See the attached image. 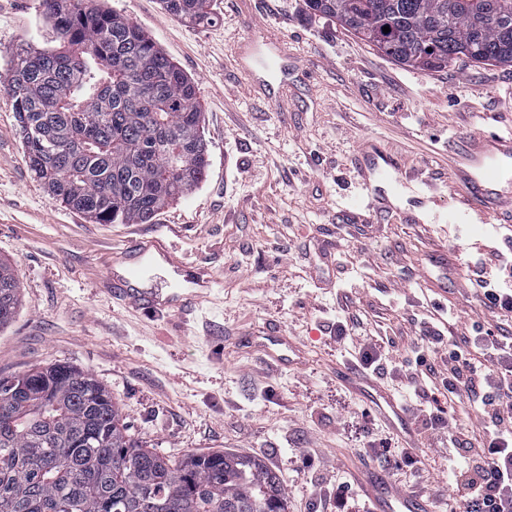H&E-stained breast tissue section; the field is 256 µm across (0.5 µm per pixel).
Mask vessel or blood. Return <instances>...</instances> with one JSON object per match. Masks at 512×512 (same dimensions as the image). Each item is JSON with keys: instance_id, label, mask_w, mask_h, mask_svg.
<instances>
[{"instance_id": "1", "label": "vessel or blood", "mask_w": 512, "mask_h": 512, "mask_svg": "<svg viewBox=\"0 0 512 512\" xmlns=\"http://www.w3.org/2000/svg\"><path fill=\"white\" fill-rule=\"evenodd\" d=\"M512 159V129L479 130L463 137L461 159L453 171L451 184L462 190L459 213L466 221L488 222L504 207H512V177L502 174L500 162ZM384 174L391 181L405 184L406 179L394 159H386L384 167L362 170L356 191L350 201L355 207L378 208L383 198L373 187L371 175ZM122 258L108 271L102 287L113 297L141 310L179 313L210 301L215 280L210 273H195L190 285L179 279L187 264L178 256L169 237L162 232L131 240L121 249ZM161 262L171 273L174 284L163 290L151 287L148 271L152 262ZM257 350L279 365L291 366L292 344L287 337L270 336L257 343ZM345 385L355 394L369 396L381 419L400 437L413 443L416 432L405 404L370 375L352 364L339 370ZM366 498L367 512H433L430 502L406 493L390 483L364 480L360 483Z\"/></svg>"}]
</instances>
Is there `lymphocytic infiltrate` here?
Wrapping results in <instances>:
<instances>
[{"label": "lymphocytic infiltrate", "instance_id": "obj_1", "mask_svg": "<svg viewBox=\"0 0 512 512\" xmlns=\"http://www.w3.org/2000/svg\"><path fill=\"white\" fill-rule=\"evenodd\" d=\"M476 265L471 286L483 308L496 318L512 315V262L490 266L481 258ZM350 331L357 334L356 365L373 376L393 370L415 398L410 411L422 435L445 440L448 479L465 490L456 512H512V336L478 323L448 335L430 316L414 325L410 357L392 367L389 347L367 332L361 317L336 327L341 338ZM447 396L475 412L478 433L462 431L441 404Z\"/></svg>", "mask_w": 512, "mask_h": 512}]
</instances>
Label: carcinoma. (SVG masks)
<instances>
[{"label":"carcinoma","mask_w":512,"mask_h":512,"mask_svg":"<svg viewBox=\"0 0 512 512\" xmlns=\"http://www.w3.org/2000/svg\"><path fill=\"white\" fill-rule=\"evenodd\" d=\"M194 25L211 0H162ZM387 58L424 71L512 66V0H305ZM57 49L13 51L7 93L26 164L97 224H148L205 175L197 86L97 0H40ZM390 32H383L384 26ZM19 282L0 263V327ZM0 512H287L277 475L224 451L169 460L121 423L92 375L54 363L0 379Z\"/></svg>","instance_id":"obj_1"}]
</instances>
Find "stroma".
I'll return each mask as SVG.
<instances>
[{
  "label": "stroma",
  "instance_id": "obj_1",
  "mask_svg": "<svg viewBox=\"0 0 512 512\" xmlns=\"http://www.w3.org/2000/svg\"><path fill=\"white\" fill-rule=\"evenodd\" d=\"M102 5L195 82L207 172L148 224H95L53 202L27 167L4 81L17 46H47L54 34L40 0H0V263L20 285L17 313L0 328V377L73 366L160 455L255 457L278 475L288 512H322L314 481L350 470L365 437L401 447L372 402L338 378L354 346L337 342V315L362 312L381 336L437 303L454 329L481 314L467 290L475 261L506 251L512 223L449 222L459 193L446 181L456 139L512 128V66L407 68L310 16L304 0H213L207 25L167 13L162 0ZM266 39L279 43L282 67L248 81L240 52ZM367 145L405 174L435 178V196L407 190L391 194L390 212L345 211ZM157 231L214 275L216 304L183 320L100 288L113 250ZM273 328L299 348L297 365L250 347ZM416 456L417 469L392 481L425 485L438 512H452L460 493L448 484L447 448L424 439Z\"/></svg>",
  "mask_w": 512,
  "mask_h": 512
}]
</instances>
